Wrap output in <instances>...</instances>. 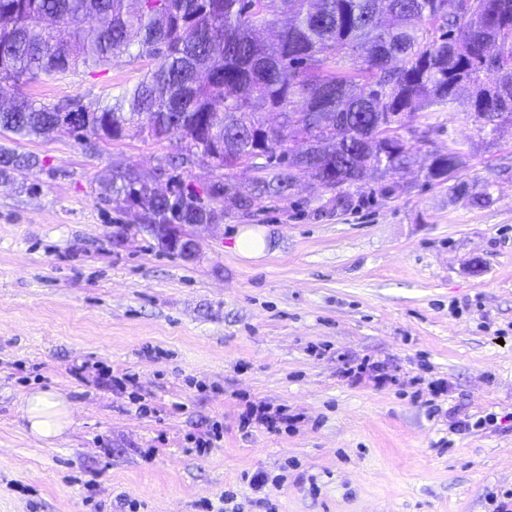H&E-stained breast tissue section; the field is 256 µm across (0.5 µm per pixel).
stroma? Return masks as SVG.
I'll return each mask as SVG.
<instances>
[{
	"label": "stroma",
	"instance_id": "35a3bbf8",
	"mask_svg": "<svg viewBox=\"0 0 512 512\" xmlns=\"http://www.w3.org/2000/svg\"><path fill=\"white\" fill-rule=\"evenodd\" d=\"M149 66L124 54L27 90L93 110ZM413 126L433 151L466 146L456 179L491 202L428 183L421 156L388 195L367 173L372 197L347 211L306 180L190 227V260L99 197L113 164L152 176L177 141L0 136L37 159L0 178V512H206L228 490L259 512L257 471L279 512H494L512 490V129L482 138L451 107ZM244 227L264 231L262 258L235 252ZM365 358L400 385L343 378ZM436 379L449 392L433 416ZM34 389L66 393L63 441L27 434L17 408ZM252 403L299 420L241 428Z\"/></svg>",
	"mask_w": 512,
	"mask_h": 512
}]
</instances>
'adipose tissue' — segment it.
<instances>
[{
	"label": "adipose tissue",
	"instance_id": "ef3b65f1",
	"mask_svg": "<svg viewBox=\"0 0 512 512\" xmlns=\"http://www.w3.org/2000/svg\"><path fill=\"white\" fill-rule=\"evenodd\" d=\"M26 430L34 439L54 444L72 427L70 404L58 390H34L19 406Z\"/></svg>",
	"mask_w": 512,
	"mask_h": 512
}]
</instances>
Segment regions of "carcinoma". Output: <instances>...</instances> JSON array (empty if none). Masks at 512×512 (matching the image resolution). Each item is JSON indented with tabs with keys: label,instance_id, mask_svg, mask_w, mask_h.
Returning <instances> with one entry per match:
<instances>
[{
	"label": "carcinoma",
	"instance_id": "carcinoma-1",
	"mask_svg": "<svg viewBox=\"0 0 512 512\" xmlns=\"http://www.w3.org/2000/svg\"><path fill=\"white\" fill-rule=\"evenodd\" d=\"M468 0H0V134L49 139L62 131L60 107H47L23 86L38 74H64L137 48L153 60L143 78L112 101L87 112L81 136L114 140L141 123L147 137L176 139L182 149L219 155L232 170L244 159L266 154L277 165L239 187L230 177L201 196L169 178L160 194L128 168L101 182L99 195L134 197L153 224H217L227 211L250 208L258 197L283 198L292 190V148L265 127L267 112L299 124L309 148L295 164L325 185L339 184L333 203L347 209L350 188L367 166L389 161L396 172L414 152L395 126L403 112L458 102L468 118L487 112L512 122V81L488 86L487 64L512 71V0H483L471 13ZM393 9L397 26L375 39L374 12ZM290 25L270 45L254 33ZM364 49L366 56L358 54ZM14 90L4 103V87ZM457 155L435 156L429 181L445 183ZM34 160L0 147V177L10 178Z\"/></svg>",
	"mask_w": 512,
	"mask_h": 512
}]
</instances>
